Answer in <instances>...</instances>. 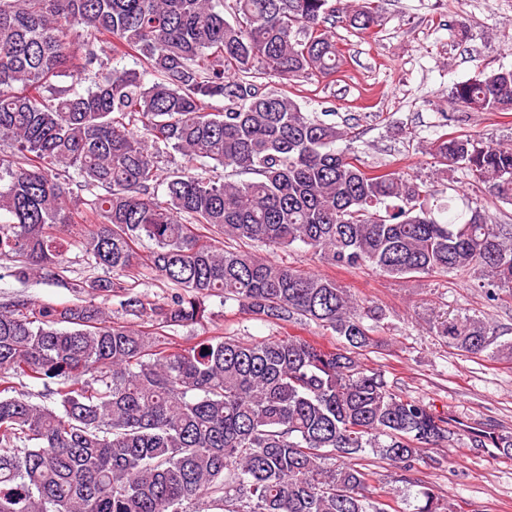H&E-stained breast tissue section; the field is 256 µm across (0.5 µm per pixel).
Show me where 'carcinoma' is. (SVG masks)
Segmentation results:
<instances>
[{
	"label": "carcinoma",
	"mask_w": 512,
	"mask_h": 512,
	"mask_svg": "<svg viewBox=\"0 0 512 512\" xmlns=\"http://www.w3.org/2000/svg\"><path fill=\"white\" fill-rule=\"evenodd\" d=\"M329 2L230 0L228 20L218 0H0V260L23 284L78 297L0 300V512H185L203 497L207 512H388L362 467L370 455L415 488L414 512H446L410 473L452 441L450 419L359 361L383 309L252 250L301 243L328 265L399 279L472 271L487 300L512 298L511 224L478 208L440 222L424 182L356 164L331 149L346 130L256 82L336 73ZM342 13L374 24L358 0ZM130 53L143 70L112 67ZM452 98L512 111V69L460 82ZM171 151L182 165L164 171ZM434 159L512 204V144L444 133ZM209 160L235 179L194 173ZM72 224L90 226L94 273L67 282L58 232ZM145 269L170 297L135 291ZM211 297L257 320L313 322L340 346H162L164 329L212 319ZM114 298L127 319L104 307ZM433 331L463 356L512 361L507 330L480 315L437 318Z\"/></svg>",
	"instance_id": "obj_1"
}]
</instances>
